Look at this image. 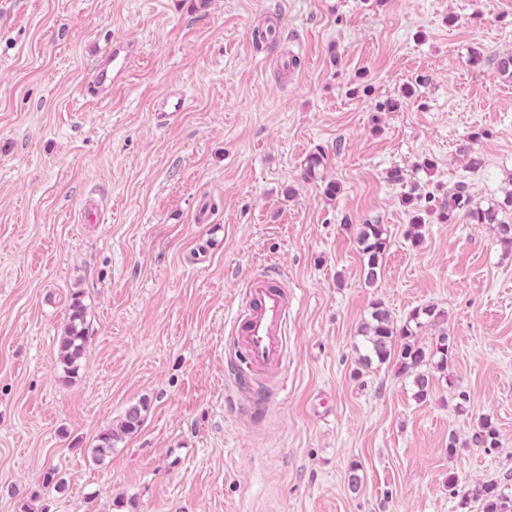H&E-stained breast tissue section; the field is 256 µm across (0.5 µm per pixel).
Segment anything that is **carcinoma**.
Returning <instances> with one entry per match:
<instances>
[{"instance_id":"1","label":"carcinoma","mask_w":512,"mask_h":512,"mask_svg":"<svg viewBox=\"0 0 512 512\" xmlns=\"http://www.w3.org/2000/svg\"><path fill=\"white\" fill-rule=\"evenodd\" d=\"M327 156L321 151L309 154L302 166V176L307 181L318 178L326 164ZM402 203L411 212V222L406 229V238L415 246L422 242L421 228L426 224L425 215L435 214L443 223L464 219L471 224H489L497 229L500 241L512 245V222L505 219L506 208L512 207V192L507 195L504 205L482 207L475 202L467 183L459 182L436 208L426 212L415 207V196H404ZM356 240L363 254L365 283L373 287L379 280L381 268L389 246L388 233L383 224H358L355 227ZM86 308L80 295H74L69 306L68 323L59 337L58 363L66 377L74 379L79 374V360L83 357L86 345L83 327ZM445 314L432 305L414 309L407 320L397 324L390 311L382 303L373 304L370 320L359 330L361 340L355 345L358 362L368 368L373 363L384 364L390 360L396 362L400 374L411 379L414 397L423 402L431 392L433 376L429 366L440 372L448 370L452 345L448 332L440 330L433 346L421 344L420 331L426 326H435L444 321ZM144 407H130L122 419L119 432L107 429L100 433L92 447L93 460L101 461L112 452L118 434L130 435L142 425ZM473 442L491 450L497 446V430L491 421L481 418L473 434ZM480 502L481 512H512V504L495 481L483 482L462 495L461 505L469 501Z\"/></svg>"}]
</instances>
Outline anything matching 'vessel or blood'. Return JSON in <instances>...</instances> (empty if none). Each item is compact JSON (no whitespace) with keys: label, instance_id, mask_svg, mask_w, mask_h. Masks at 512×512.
I'll return each instance as SVG.
<instances>
[{"label":"vessel or blood","instance_id":"b4317fda","mask_svg":"<svg viewBox=\"0 0 512 512\" xmlns=\"http://www.w3.org/2000/svg\"><path fill=\"white\" fill-rule=\"evenodd\" d=\"M137 54V45L127 39H114L107 46L90 70L97 95L111 92ZM185 108L186 98L178 92L155 102V112L164 121L176 119ZM289 310L288 281L284 276L257 273L248 279L238 304L234 334L247 351L249 371L279 363Z\"/></svg>","mask_w":512,"mask_h":512}]
</instances>
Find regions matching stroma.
Masks as SVG:
<instances>
[{
	"instance_id": "35a3bbf8",
	"label": "stroma",
	"mask_w": 512,
	"mask_h": 512,
	"mask_svg": "<svg viewBox=\"0 0 512 512\" xmlns=\"http://www.w3.org/2000/svg\"><path fill=\"white\" fill-rule=\"evenodd\" d=\"M117 37L140 53L102 100L87 76ZM510 53L512 0H0V512H479L460 494L489 480L512 497V250L433 217L412 246L400 203L512 190ZM169 91L188 107L163 125ZM317 149L323 179L304 182ZM366 223L389 236L371 288ZM266 268L288 277L285 346L243 380L235 299ZM75 292L87 345L69 382ZM377 301L400 323L446 315L452 361L425 401L394 362H356ZM133 405L140 430L94 462ZM86 308L79 294L69 306L68 323L62 336L59 337L58 363L67 378L74 379L79 374V360L83 357L86 345L83 326Z\"/></svg>"
}]
</instances>
